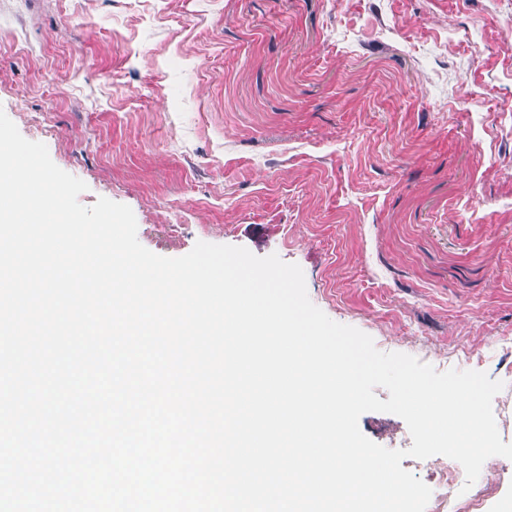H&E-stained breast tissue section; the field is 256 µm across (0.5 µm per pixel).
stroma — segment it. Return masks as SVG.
<instances>
[{"instance_id":"1","label":"stroma","mask_w":512,"mask_h":512,"mask_svg":"<svg viewBox=\"0 0 512 512\" xmlns=\"http://www.w3.org/2000/svg\"><path fill=\"white\" fill-rule=\"evenodd\" d=\"M0 109L154 254L278 255L379 351L502 381L512 443V0H0ZM473 488L507 512L512 468Z\"/></svg>"}]
</instances>
